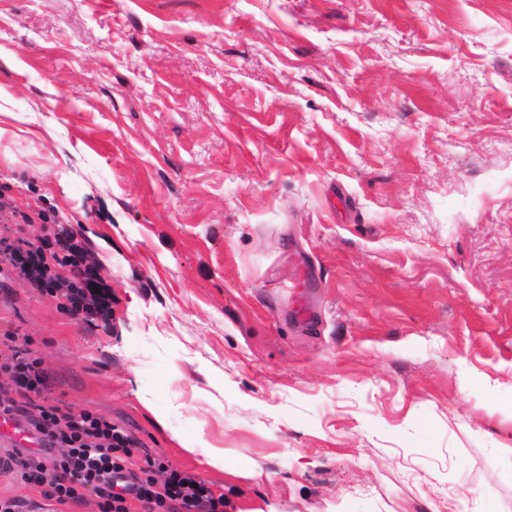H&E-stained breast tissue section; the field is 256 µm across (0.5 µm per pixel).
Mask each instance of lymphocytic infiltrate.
Here are the masks:
<instances>
[{"instance_id":"f902f5d3","label":"lymphocytic infiltrate","mask_w":512,"mask_h":512,"mask_svg":"<svg viewBox=\"0 0 512 512\" xmlns=\"http://www.w3.org/2000/svg\"><path fill=\"white\" fill-rule=\"evenodd\" d=\"M73 230L63 227L36 240L18 239L9 247L11 264L41 294L86 320L107 318L109 296L100 291L97 273L85 262ZM0 373L24 404L35 405L34 426L56 453L20 463V477L59 505H78L95 495L99 512H224V497L204 480L145 455V476L131 477L125 458L136 440L110 419L91 411L72 414L56 404H35L48 375L22 344L0 352Z\"/></svg>"}]
</instances>
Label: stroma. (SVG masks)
<instances>
[{"label": "stroma", "instance_id": "1", "mask_svg": "<svg viewBox=\"0 0 512 512\" xmlns=\"http://www.w3.org/2000/svg\"><path fill=\"white\" fill-rule=\"evenodd\" d=\"M0 89V201L112 292L95 327L0 266V338L130 470L512 512V0H0Z\"/></svg>", "mask_w": 512, "mask_h": 512}]
</instances>
